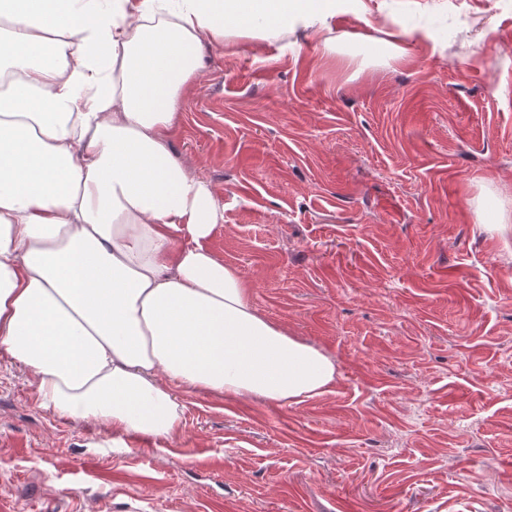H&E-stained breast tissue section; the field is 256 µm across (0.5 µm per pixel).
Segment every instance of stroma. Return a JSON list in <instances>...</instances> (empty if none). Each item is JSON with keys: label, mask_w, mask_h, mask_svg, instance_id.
Masks as SVG:
<instances>
[{"label": "stroma", "mask_w": 512, "mask_h": 512, "mask_svg": "<svg viewBox=\"0 0 512 512\" xmlns=\"http://www.w3.org/2000/svg\"><path fill=\"white\" fill-rule=\"evenodd\" d=\"M317 37L208 49L173 155L224 207L210 248L337 365L332 393L181 390L168 437L42 410L0 350V512H512V8L364 0ZM438 23L368 64L379 19Z\"/></svg>", "instance_id": "stroma-1"}]
</instances>
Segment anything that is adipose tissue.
Wrapping results in <instances>:
<instances>
[{
    "mask_svg": "<svg viewBox=\"0 0 512 512\" xmlns=\"http://www.w3.org/2000/svg\"><path fill=\"white\" fill-rule=\"evenodd\" d=\"M363 0H0V348L40 408L117 435L180 426L175 389L278 404L336 361L262 314L208 241L174 120L232 35L317 33Z\"/></svg>",
    "mask_w": 512,
    "mask_h": 512,
    "instance_id": "ef3b65f1",
    "label": "adipose tissue"
}]
</instances>
